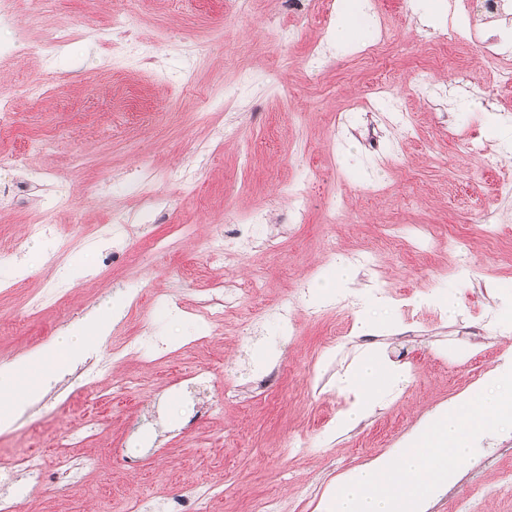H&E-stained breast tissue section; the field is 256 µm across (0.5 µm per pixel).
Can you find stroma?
<instances>
[{"instance_id": "35a3bbf8", "label": "stroma", "mask_w": 512, "mask_h": 512, "mask_svg": "<svg viewBox=\"0 0 512 512\" xmlns=\"http://www.w3.org/2000/svg\"><path fill=\"white\" fill-rule=\"evenodd\" d=\"M455 2L439 0L437 19L419 0H377L375 17L392 37L367 57L366 35L336 44L318 26L300 27L288 0H145L116 69L113 0H52L35 21L28 0H12L0 23L10 48L0 92L16 105L0 145L11 155L0 165V364L112 300L125 309L94 359L128 336H160L164 346L108 376L80 380L79 364L57 375L0 433V464L25 455L34 432L56 452L95 416L106 427L73 453L98 465L64 512H126L135 500L158 512L178 488L208 491L211 512H251L271 497L278 512H318L347 474L512 370V336L492 328L512 322V296L501 294L512 289V199L498 191L512 173V143L499 135L512 129V84L496 85L497 67L476 41L446 52L421 40L422 30L447 27ZM281 26L297 36L279 42ZM66 29L52 56L34 52ZM316 43L327 57L314 66ZM425 69L434 73L427 91L415 81ZM380 81L411 116L412 138L384 106L365 111ZM33 83L46 87L43 98L29 96ZM465 130L480 132L498 168L467 151ZM145 163L166 175L156 191L168 206L152 223L142 219ZM185 179L194 195L182 194ZM302 181L307 212L296 224L288 187ZM61 192L73 207L54 220L76 238L71 250L27 234ZM337 197L346 207L336 214ZM116 209L133 221L105 234ZM479 211L493 216L496 237L470 223ZM255 212L263 232L250 243L240 220ZM421 224L439 231L426 251L416 246ZM452 234L467 239V263L449 252ZM219 235L227 255L216 266L209 245ZM367 250L382 259L371 273L355 264ZM342 261L354 266L350 283L318 293ZM21 262L28 272L17 279ZM220 280L260 288L209 323L199 308ZM382 284L391 295L375 298ZM157 294L169 306H153ZM282 307L293 334L278 329ZM368 352L394 363L403 381L337 432L357 399L340 380ZM199 367L211 371L205 386L177 382ZM121 378L135 386L119 396L112 386ZM475 487L491 493L473 497ZM428 512H512V430L481 434Z\"/></svg>"}]
</instances>
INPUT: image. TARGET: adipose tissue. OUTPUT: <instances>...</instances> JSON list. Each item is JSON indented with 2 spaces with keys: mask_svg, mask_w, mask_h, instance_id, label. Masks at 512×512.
Returning a JSON list of instances; mask_svg holds the SVG:
<instances>
[{
  "mask_svg": "<svg viewBox=\"0 0 512 512\" xmlns=\"http://www.w3.org/2000/svg\"><path fill=\"white\" fill-rule=\"evenodd\" d=\"M122 313V305L107 304L90 321L69 328L47 346L0 366V430L12 428L24 407L41 398L53 374L82 359L91 342L108 336L113 320ZM399 381L398 373L378 355L362 357L348 382L359 388L364 398L338 422V429L347 428L363 416L369 408L370 397L383 395Z\"/></svg>",
  "mask_w": 512,
  "mask_h": 512,
  "instance_id": "obj_1",
  "label": "adipose tissue"
}]
</instances>
